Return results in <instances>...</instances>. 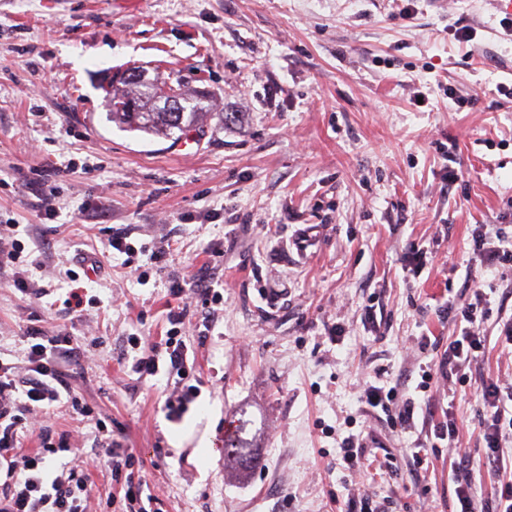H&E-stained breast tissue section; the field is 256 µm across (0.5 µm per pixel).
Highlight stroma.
Returning a JSON list of instances; mask_svg holds the SVG:
<instances>
[{
	"instance_id": "stroma-1",
	"label": "stroma",
	"mask_w": 512,
	"mask_h": 512,
	"mask_svg": "<svg viewBox=\"0 0 512 512\" xmlns=\"http://www.w3.org/2000/svg\"><path fill=\"white\" fill-rule=\"evenodd\" d=\"M503 19L494 0H418L409 19L394 0H0V222L18 225L28 277L50 290L31 299L0 269V358L34 317L74 336L86 353L72 384L135 450L160 512H354L387 496L398 512H453L451 452L413 460L449 418L485 503L477 388H512L500 341L512 263L497 257L512 237ZM462 26L471 42L455 38ZM129 67L209 92L213 114L186 148L110 121L108 76ZM40 194L55 217L34 208ZM107 227L129 232L139 269L169 233L168 275L207 266L224 283L206 339L185 331L204 385L180 422L166 417V376L140 382L124 366L128 336L168 329V276L143 283L105 257L77 284L99 307L64 310L70 259L93 255ZM478 288L486 350L461 382L439 368L460 333L447 311ZM371 385L392 407L415 401L410 428L366 404ZM241 423L253 459L235 477L224 427ZM352 435L392 470H349Z\"/></svg>"
}]
</instances>
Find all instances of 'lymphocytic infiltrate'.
<instances>
[{"label":"lymphocytic infiltrate","instance_id":"obj_1","mask_svg":"<svg viewBox=\"0 0 512 512\" xmlns=\"http://www.w3.org/2000/svg\"><path fill=\"white\" fill-rule=\"evenodd\" d=\"M16 230L13 224L0 225V268H13L14 286L23 295L42 298L44 290L29 288L26 246L16 238ZM167 295L169 328L161 339L150 335L130 337V371L142 380L160 374L175 377L165 407L168 417L177 419L201 392L199 385L188 381L196 356L190 353L181 333L191 307L221 302L223 295L211 281L200 277L169 279ZM484 299L483 292H476L474 303L461 309L464 326L460 336L449 342L441 366L455 371L483 354L485 339L475 335L470 325ZM22 341V364L0 360V466L6 468V479L0 484V512H91L89 470L95 462L109 470L113 484L123 488L127 512H147L141 504L144 488L131 474L134 451L113 438L105 420L96 422V448L93 458L87 460L72 448L69 433L58 429L48 414L49 407L63 400L73 414L93 416V407L82 400L70 381L69 368L79 363L82 347L69 334H53L35 324L25 328ZM481 397L487 462L499 476L495 512H512V464H504L501 448L503 438L512 431V409L506 407L512 402V392L502 393L496 382L486 380L481 385ZM31 433L36 434L39 446L22 452V443ZM61 453L68 454V461L50 470L49 460Z\"/></svg>","mask_w":512,"mask_h":512}]
</instances>
